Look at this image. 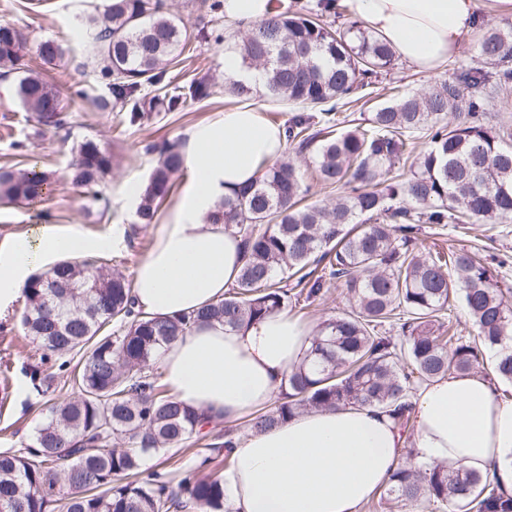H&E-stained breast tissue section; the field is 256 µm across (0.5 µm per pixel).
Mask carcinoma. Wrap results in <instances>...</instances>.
I'll return each instance as SVG.
<instances>
[{"label":"carcinoma","mask_w":512,"mask_h":512,"mask_svg":"<svg viewBox=\"0 0 512 512\" xmlns=\"http://www.w3.org/2000/svg\"><path fill=\"white\" fill-rule=\"evenodd\" d=\"M340 0L302 5L235 32L230 46L245 68H263L257 88L224 83L238 101L261 95L297 112L287 141L312 154L316 178L342 184L327 204H301L302 176L285 156L263 177L218 204L216 224L241 238L245 263L224 299L191 315L149 318L133 308L131 283L96 259H66L24 287L22 324L40 345L61 356L82 353L70 382L73 397L54 405L23 452L0 451V504L6 512H231L224 476L187 469L174 478L143 468L146 454L187 446L204 436L202 419L176 400L162 374L149 370L163 345L201 323L236 328L288 307L291 297L321 295L326 283L344 288L352 310L316 329L307 359L292 369L273 403L244 425L262 432L301 410L378 408L407 436L414 432L419 388L448 373L468 374L493 353L491 372L512 384V289L496 268L508 256L483 260L459 249L419 252L423 224L512 221V127L491 130L492 102L512 93V26L489 28L477 47L478 65L464 64L455 80L401 94L369 123L345 128L338 114L369 95L394 65L395 53L368 29L339 22ZM87 65L106 93L99 111L121 112L139 127L153 112H178L189 99L214 94L208 82L169 78L187 45V28L165 0H109L89 13ZM38 58L53 65L60 44L42 40ZM0 69L17 77L16 94L45 130L66 126L67 106L55 87L30 68L24 38L0 21ZM422 132L429 148L413 153ZM140 196L138 223L152 224L183 169L180 149L163 142ZM73 181L93 187L112 170L113 156L94 139L77 147ZM410 164V174L401 170ZM51 188L48 172L0 168V204L35 205ZM321 266L315 274L312 264ZM296 277L288 295L280 274ZM68 288L51 292L48 281ZM458 298L476 334L446 321ZM117 329L102 336L103 328ZM237 434L224 430V467L233 465ZM388 500L431 512H512V496L477 471L444 464L402 465L385 488Z\"/></svg>","instance_id":"cac0c4a2"}]
</instances>
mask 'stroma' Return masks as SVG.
<instances>
[{
	"label": "stroma",
	"mask_w": 512,
	"mask_h": 512,
	"mask_svg": "<svg viewBox=\"0 0 512 512\" xmlns=\"http://www.w3.org/2000/svg\"><path fill=\"white\" fill-rule=\"evenodd\" d=\"M173 11L184 19L190 40L184 61L173 70L177 80L187 83L205 79L223 85L226 42L223 11L212 12L202 0H168ZM102 0H0V20L13 23L22 33L28 48L43 39L57 40L64 55L56 65L43 67L31 57L33 69L43 70L68 106L66 129L40 133L31 112L19 102L14 76H0V167L38 163L49 172L52 190L36 207L23 204L0 206V242L15 235H36L45 224H52L84 236L108 237L112 247L104 253L111 266L126 277H133L138 264L147 257L155 242L158 224L173 207L174 198L160 206L156 221L139 223L138 202L127 195L129 185H146L156 164L155 155L144 147L153 142H182L194 125L210 121L234 108L235 100L215 93L202 101L190 100L178 112H155L138 127H128L116 112H100L89 103L101 95L104 85L85 69V48L78 38V16L93 12ZM86 138L106 145L114 157V167L98 189L109 202L107 213H99L83 187L72 180L75 147ZM478 248L484 255L512 256L511 224H448L428 230L417 244L418 250ZM25 298L16 299L6 327L0 328V373L13 380L11 399L0 407V451L27 446L42 424L49 407L70 394L67 372L61 371L60 358L44 353L40 344L28 336L21 324ZM343 289L325 286L322 296L313 301L298 299L287 307L301 321L318 325L325 319L349 310Z\"/></svg>",
	"instance_id": "stroma-1"
}]
</instances>
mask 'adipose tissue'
<instances>
[{"instance_id": "adipose-tissue-1", "label": "adipose tissue", "mask_w": 512, "mask_h": 512, "mask_svg": "<svg viewBox=\"0 0 512 512\" xmlns=\"http://www.w3.org/2000/svg\"><path fill=\"white\" fill-rule=\"evenodd\" d=\"M396 56L438 74L479 25V0H342ZM283 126L261 110L238 106L189 129L181 145L190 179L155 243L137 266V310L165 319L223 299L245 262L234 231L213 223L217 203L256 182L286 150ZM103 238L49 225L37 237L0 244V304L23 292L35 269L63 257L108 249ZM313 330L281 311L232 329L202 325L163 346L165 381L186 405L227 422L268 409ZM415 461L465 466L512 495V397L477 374L451 373L424 384L415 398ZM405 444L392 420L368 408L310 411L234 448L225 472L233 512H357L383 488Z\"/></svg>"}]
</instances>
